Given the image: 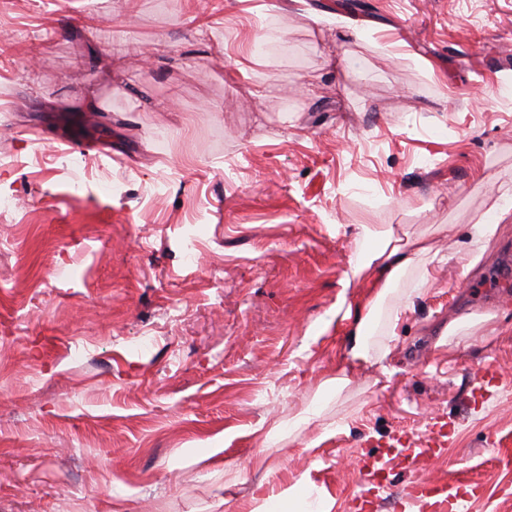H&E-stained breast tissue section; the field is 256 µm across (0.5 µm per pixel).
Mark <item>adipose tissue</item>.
<instances>
[{
    "mask_svg": "<svg viewBox=\"0 0 512 512\" xmlns=\"http://www.w3.org/2000/svg\"><path fill=\"white\" fill-rule=\"evenodd\" d=\"M357 236L366 241L368 247L351 261L346 283L359 289L360 294L355 309L343 314L344 319L352 323L350 342L342 360L343 370L327 382L328 387L339 391L350 382V368L382 361L390 353L389 340L372 343L374 328L381 323L386 331H393L409 302L403 299L389 308L385 301L396 292L407 271L415 268L419 259L432 250L431 242L425 237L411 235L402 227L378 229L362 224ZM310 485V479L305 478L290 487L271 490L251 512H331L334 500L330 495H323L316 504H309L305 490Z\"/></svg>",
    "mask_w": 512,
    "mask_h": 512,
    "instance_id": "ef3b65f1",
    "label": "adipose tissue"
}]
</instances>
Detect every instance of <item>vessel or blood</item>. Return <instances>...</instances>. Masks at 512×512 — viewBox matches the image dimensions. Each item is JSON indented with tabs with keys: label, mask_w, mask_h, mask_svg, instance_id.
Here are the masks:
<instances>
[{
	"label": "vessel or blood",
	"mask_w": 512,
	"mask_h": 512,
	"mask_svg": "<svg viewBox=\"0 0 512 512\" xmlns=\"http://www.w3.org/2000/svg\"><path fill=\"white\" fill-rule=\"evenodd\" d=\"M448 441L442 425L432 427L430 435L411 441L410 445L393 447L376 455H367L360 461L361 481L353 498V512H373L376 497L381 490L377 478L397 469L420 471L407 496L397 502L398 512H447L452 501L477 499L481 490L464 484L448 485L447 482L424 477L423 472L447 447Z\"/></svg>",
	"instance_id": "vessel-or-blood-1"
}]
</instances>
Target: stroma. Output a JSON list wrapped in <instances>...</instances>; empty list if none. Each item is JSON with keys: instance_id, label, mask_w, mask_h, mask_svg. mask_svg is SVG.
I'll list each match as a JSON object with an SVG mask.
<instances>
[{"instance_id": "obj_1", "label": "stroma", "mask_w": 512, "mask_h": 512, "mask_svg": "<svg viewBox=\"0 0 512 512\" xmlns=\"http://www.w3.org/2000/svg\"><path fill=\"white\" fill-rule=\"evenodd\" d=\"M87 143L74 191L55 156ZM494 184L512 0H0V512H250L306 475L342 512L435 415L431 475L512 512V222L471 236ZM360 224L429 238L436 277L320 397Z\"/></svg>"}]
</instances>
